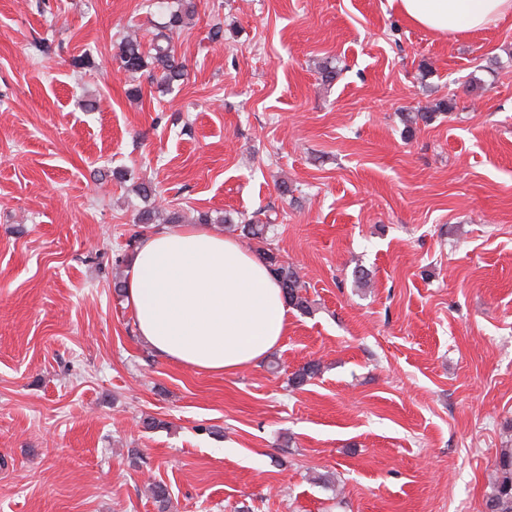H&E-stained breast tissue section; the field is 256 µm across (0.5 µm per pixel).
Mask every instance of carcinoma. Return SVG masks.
Segmentation results:
<instances>
[{"instance_id": "obj_1", "label": "carcinoma", "mask_w": 512, "mask_h": 512, "mask_svg": "<svg viewBox=\"0 0 512 512\" xmlns=\"http://www.w3.org/2000/svg\"><path fill=\"white\" fill-rule=\"evenodd\" d=\"M163 22L160 23L152 48L144 50L138 38L127 36L119 46L115 56L118 69L135 76L147 72L159 77L160 81L171 87L181 83L187 75L185 64L177 57L171 43L173 33L181 30L195 15L196 5L192 0L172 9L166 5V0L157 2ZM453 109L452 100H441L431 108L419 109L405 115V122L411 126L420 122H430L438 112H450ZM234 230L248 239H264L269 225L257 221L235 225ZM271 274L279 282L288 307L303 314L310 312L311 305L306 296L304 283L299 273L292 266L282 262L277 253L268 248L261 253ZM320 371L317 363H307L292 374L291 384L301 386L315 377ZM488 492L485 501V512H512V448L501 449L494 469L488 477Z\"/></svg>"}]
</instances>
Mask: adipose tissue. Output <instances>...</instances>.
Returning <instances> with one entry per match:
<instances>
[{"mask_svg":"<svg viewBox=\"0 0 512 512\" xmlns=\"http://www.w3.org/2000/svg\"><path fill=\"white\" fill-rule=\"evenodd\" d=\"M413 25L453 38L512 14V0H394ZM137 333L169 361L207 373L264 360L288 330L289 307L261 258L196 224L145 235L125 280Z\"/></svg>","mask_w":512,"mask_h":512,"instance_id":"adipose-tissue-1","label":"adipose tissue"}]
</instances>
